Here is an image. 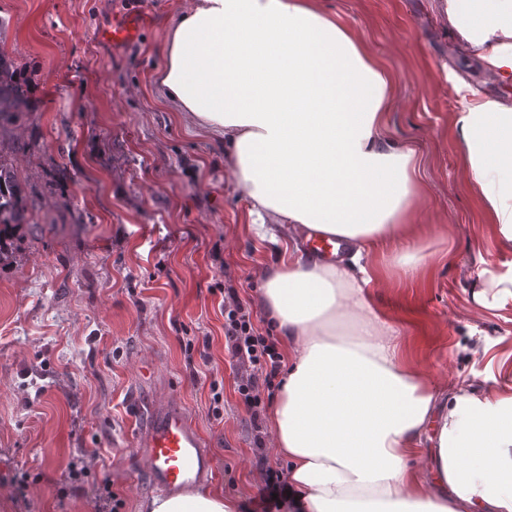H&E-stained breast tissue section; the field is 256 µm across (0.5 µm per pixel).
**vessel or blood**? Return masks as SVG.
Returning <instances> with one entry per match:
<instances>
[{
  "mask_svg": "<svg viewBox=\"0 0 512 512\" xmlns=\"http://www.w3.org/2000/svg\"><path fill=\"white\" fill-rule=\"evenodd\" d=\"M141 26L136 15H116L111 28L102 30L100 37L119 46L134 38ZM136 411L142 414L143 425L134 446L155 492H186L213 472V458L180 404L167 398L138 405Z\"/></svg>",
  "mask_w": 512,
  "mask_h": 512,
  "instance_id": "vessel-or-blood-1",
  "label": "vessel or blood"
}]
</instances>
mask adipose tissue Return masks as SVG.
Returning <instances> with one entry per match:
<instances>
[{"label":"adipose tissue","mask_w":512,"mask_h":512,"mask_svg":"<svg viewBox=\"0 0 512 512\" xmlns=\"http://www.w3.org/2000/svg\"><path fill=\"white\" fill-rule=\"evenodd\" d=\"M485 66L512 76V0H448ZM165 104L224 147L259 238L320 231L348 258L298 246L264 269L261 295L287 376L271 411L288 462L284 512H512V390L444 392L372 305L366 255L417 275L401 250L419 194L414 147L387 134L394 78L318 0H192L168 28ZM454 126L498 242L512 245V107L460 85ZM477 305L512 300V268L480 271ZM437 480L428 482L425 470ZM149 512H239L198 491Z\"/></svg>","instance_id":"adipose-tissue-1"}]
</instances>
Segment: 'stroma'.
Wrapping results in <instances>:
<instances>
[{
	"mask_svg": "<svg viewBox=\"0 0 512 512\" xmlns=\"http://www.w3.org/2000/svg\"><path fill=\"white\" fill-rule=\"evenodd\" d=\"M191 2L0 0V48L23 67L32 103L0 130L30 209L0 260V512H96L106 483L118 512H147L135 398L173 396L196 422L215 463L199 490L244 504L265 467H288L272 447L257 464L243 371L224 349V289L269 331L259 275L281 245L253 234L223 148L163 104L156 81L169 23ZM131 5L149 19L113 51L97 32ZM321 6L390 69L389 132L420 157L412 222L425 271L410 279L379 266L373 305L441 389L510 387L512 301L479 307L472 283L481 269L511 267L512 250L494 238L454 117L456 83L511 104L512 84L473 62L444 0Z\"/></svg>",
	"mask_w": 512,
	"mask_h": 512,
	"instance_id": "35a3bbf8",
	"label": "stroma"
}]
</instances>
